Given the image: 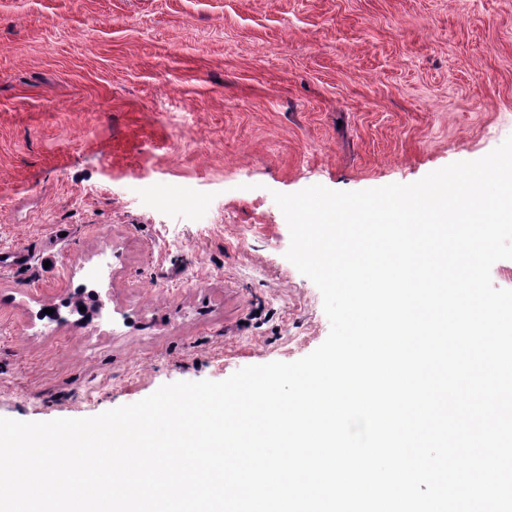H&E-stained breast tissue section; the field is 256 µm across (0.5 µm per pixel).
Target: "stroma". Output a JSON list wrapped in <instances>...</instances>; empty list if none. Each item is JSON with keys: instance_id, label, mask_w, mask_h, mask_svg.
Returning a JSON list of instances; mask_svg holds the SVG:
<instances>
[{"instance_id": "stroma-1", "label": "stroma", "mask_w": 512, "mask_h": 512, "mask_svg": "<svg viewBox=\"0 0 512 512\" xmlns=\"http://www.w3.org/2000/svg\"><path fill=\"white\" fill-rule=\"evenodd\" d=\"M510 136L512 0H0V417L309 355L330 322L274 193L411 184ZM85 286L105 316L73 312Z\"/></svg>"}]
</instances>
